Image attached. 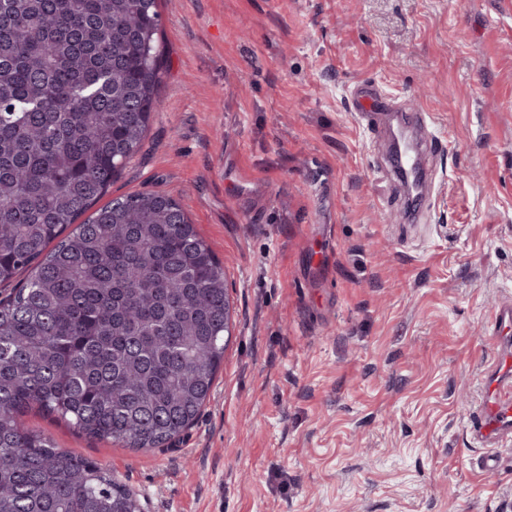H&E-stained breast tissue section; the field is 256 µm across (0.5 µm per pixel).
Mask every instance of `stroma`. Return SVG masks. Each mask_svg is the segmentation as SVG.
Instances as JSON below:
<instances>
[{"label":"stroma","instance_id":"1","mask_svg":"<svg viewBox=\"0 0 512 512\" xmlns=\"http://www.w3.org/2000/svg\"><path fill=\"white\" fill-rule=\"evenodd\" d=\"M160 112L107 196L176 198L224 265L233 334L197 420L148 453L36 411L144 512H512L468 433L512 299V10L500 0H159ZM426 113L423 219L389 173ZM377 93L365 86L359 87L352 98V105L355 112L370 125L374 120L376 112H384L387 106H382ZM512 332V302L507 301L495 310L490 330L485 336L488 342L503 343L508 340Z\"/></svg>","mask_w":512,"mask_h":512}]
</instances>
